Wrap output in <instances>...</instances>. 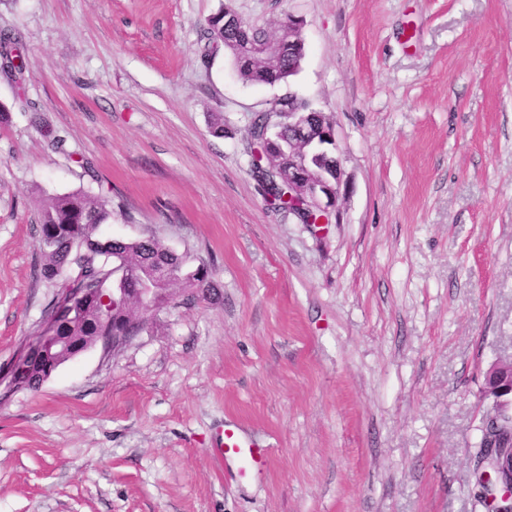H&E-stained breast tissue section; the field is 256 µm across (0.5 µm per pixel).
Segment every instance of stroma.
I'll return each mask as SVG.
<instances>
[{
	"label": "stroma",
	"mask_w": 512,
	"mask_h": 512,
	"mask_svg": "<svg viewBox=\"0 0 512 512\" xmlns=\"http://www.w3.org/2000/svg\"><path fill=\"white\" fill-rule=\"evenodd\" d=\"M304 20L288 83L238 75L207 20ZM0 512H485V374L512 358V0H0ZM291 92L331 123L339 222L300 224L249 166ZM64 135L54 150L32 121ZM224 119L215 136L213 115ZM104 198L212 290L39 390L14 367L54 318L43 198ZM234 421L270 449L239 479ZM3 35V43L1 34L0 44L1 70L7 75L16 77L23 71V58L19 52L16 39L8 33ZM213 453L224 464L237 463L242 476L263 473L269 465V449L249 438L235 422L224 424Z\"/></svg>",
	"instance_id": "35a3bbf8"
}]
</instances>
